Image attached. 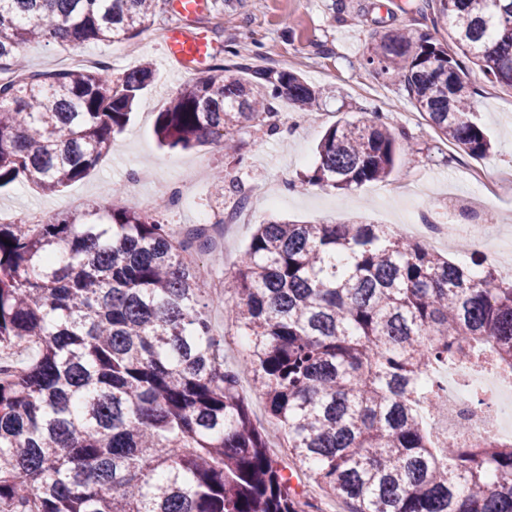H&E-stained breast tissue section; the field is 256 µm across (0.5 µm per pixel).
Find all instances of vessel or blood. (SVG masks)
I'll use <instances>...</instances> for the list:
<instances>
[{
    "label": "vessel or blood",
    "mask_w": 512,
    "mask_h": 512,
    "mask_svg": "<svg viewBox=\"0 0 512 512\" xmlns=\"http://www.w3.org/2000/svg\"><path fill=\"white\" fill-rule=\"evenodd\" d=\"M211 0H173V12L180 17V25L167 30L164 38L167 58L186 70L207 66L214 56V45L206 31L188 29L187 24L205 14Z\"/></svg>",
    "instance_id": "obj_1"
}]
</instances>
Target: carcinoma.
<instances>
[{
  "label": "carcinoma",
  "mask_w": 512,
  "mask_h": 512,
  "mask_svg": "<svg viewBox=\"0 0 512 512\" xmlns=\"http://www.w3.org/2000/svg\"><path fill=\"white\" fill-rule=\"evenodd\" d=\"M161 0H0V188L54 193L84 178L156 78L142 64L38 74L23 51L129 42ZM433 27L374 36L366 58L403 85L436 130L473 157L457 52L512 87V0H437ZM215 63L158 113L163 146L235 151L245 128L280 130L279 105L316 92L288 70ZM412 151L382 122L338 121L307 176L346 190L383 180ZM160 212L92 206L34 230L0 224V506L14 512H308L302 472L346 512H512V443L431 431V363L490 353L512 372V282L474 272L379 224L271 220L227 289L247 349L224 365L211 286ZM33 344L18 369L13 349ZM253 375L293 469L270 454L238 389Z\"/></svg>",
  "instance_id": "carcinoma-1"
}]
</instances>
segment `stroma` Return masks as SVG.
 <instances>
[{"mask_svg":"<svg viewBox=\"0 0 512 512\" xmlns=\"http://www.w3.org/2000/svg\"><path fill=\"white\" fill-rule=\"evenodd\" d=\"M433 11L427 0H214L211 13L197 27L214 41L216 60L227 67L244 49L254 67L298 73L319 92L312 111L280 108L279 133L262 129L242 133L239 157L225 155L206 144L189 150L168 149L155 135L158 112L195 73L174 67L164 51V31L175 18L161 7L132 43H96L72 50L45 42L29 43L24 54L30 70L52 72L75 67L86 57L98 58L113 76L143 63L157 73L143 93L129 125L116 134L111 151L82 180L46 195L27 182L0 190V209L25 215L32 210L50 215L83 209L91 204L135 208V193L159 199L177 185L179 170L203 166L206 174L189 201L178 202L163 216L178 234L192 229L199 213L214 211L212 183L216 172L238 182L246 203L224 200V209L238 221L224 235L220 251H196L198 264L208 266L214 279L231 278L240 264L257 225L274 218L299 222H363L382 224L419 239L412 219L429 214L449 224L461 223V210L480 207L488 218L493 243L504 262L512 264V89L488 82L477 66H470L475 91L474 118L490 135L487 156L470 157L442 140L406 92L394 80L377 75L366 64L371 36L409 26L431 30ZM379 112L395 133L415 147L401 157L383 181L347 190L322 189L302 181L313 169L316 146L324 132L340 120L354 121L365 112ZM122 186L117 197L104 193L106 185ZM281 188L278 204L262 202L260 187ZM232 295L210 299L209 320L224 336V362L235 364L246 349L230 312Z\"/></svg>","mask_w":512,"mask_h":512,"instance_id":"obj_1","label":"stroma"}]
</instances>
